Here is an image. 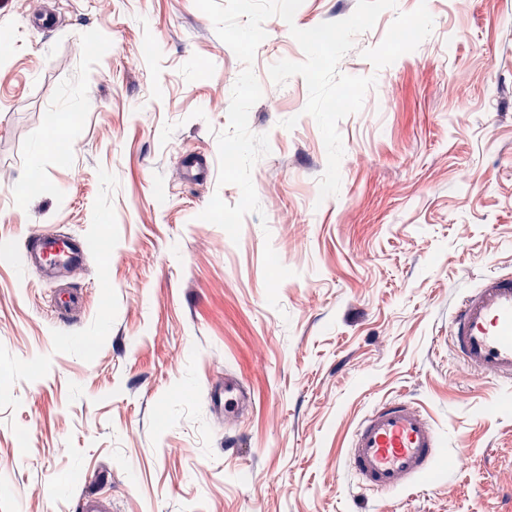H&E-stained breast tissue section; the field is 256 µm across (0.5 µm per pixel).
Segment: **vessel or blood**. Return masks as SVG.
Masks as SVG:
<instances>
[{"instance_id":"obj_1","label":"vessel or blood","mask_w":512,"mask_h":512,"mask_svg":"<svg viewBox=\"0 0 512 512\" xmlns=\"http://www.w3.org/2000/svg\"><path fill=\"white\" fill-rule=\"evenodd\" d=\"M82 241L61 235H38L25 253V264L47 271L79 266L85 259ZM448 339L455 355L477 374L512 383V276L493 274L462 298L454 311ZM250 397L232 380L219 400L225 419L237 417ZM439 432L420 408L405 399L385 401L355 429L346 462L361 487L395 493L415 487L433 464ZM76 512H112V501L99 491L81 494Z\"/></svg>"}]
</instances>
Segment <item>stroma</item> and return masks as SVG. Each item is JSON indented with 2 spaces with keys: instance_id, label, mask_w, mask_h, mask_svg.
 <instances>
[{
  "instance_id": "obj_1",
  "label": "stroma",
  "mask_w": 512,
  "mask_h": 512,
  "mask_svg": "<svg viewBox=\"0 0 512 512\" xmlns=\"http://www.w3.org/2000/svg\"><path fill=\"white\" fill-rule=\"evenodd\" d=\"M356 5L265 22L263 213L234 242L199 215L239 188L185 166L217 163L244 65L194 0H0V512H74L101 472L112 512H512V388L448 344L462 297L512 274V0H397L355 37L338 70L375 83L323 199L306 82L269 68L304 60L291 27ZM53 232L87 256L43 279L22 256ZM268 244L294 272L276 309ZM64 289L81 304L59 323ZM228 377L254 397L231 423L209 400ZM401 396L438 455L412 490L364 491L350 437Z\"/></svg>"
}]
</instances>
